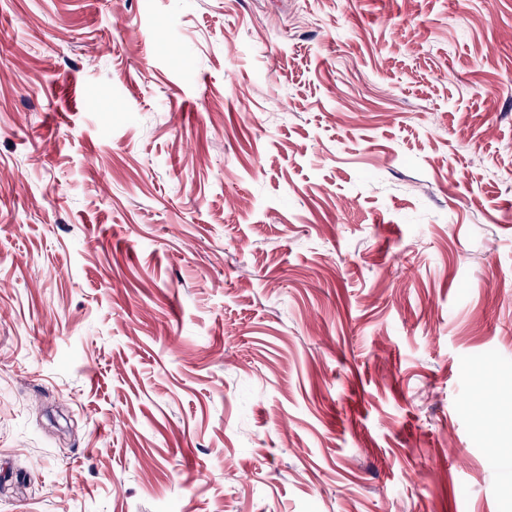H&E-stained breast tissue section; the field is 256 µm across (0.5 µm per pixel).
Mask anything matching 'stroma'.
Returning <instances> with one entry per match:
<instances>
[{"mask_svg": "<svg viewBox=\"0 0 512 512\" xmlns=\"http://www.w3.org/2000/svg\"><path fill=\"white\" fill-rule=\"evenodd\" d=\"M512 0H0V512H512Z\"/></svg>", "mask_w": 512, "mask_h": 512, "instance_id": "stroma-1", "label": "stroma"}]
</instances>
